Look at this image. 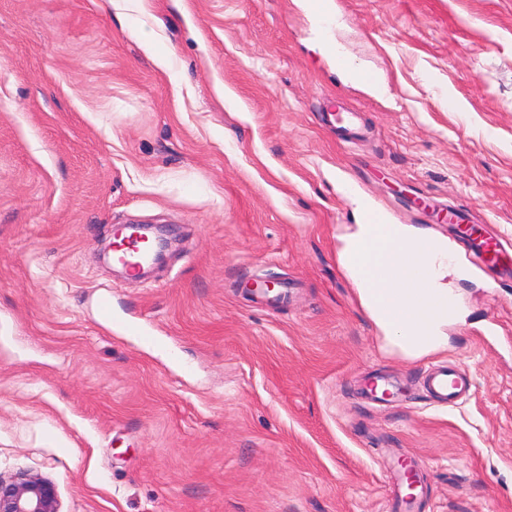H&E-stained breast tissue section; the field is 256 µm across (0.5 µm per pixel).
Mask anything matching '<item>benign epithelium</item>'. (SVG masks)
Returning a JSON list of instances; mask_svg holds the SVG:
<instances>
[{"label": "benign epithelium", "instance_id": "7a95c632", "mask_svg": "<svg viewBox=\"0 0 512 512\" xmlns=\"http://www.w3.org/2000/svg\"><path fill=\"white\" fill-rule=\"evenodd\" d=\"M0 512H59L56 487L51 480L27 471L0 475Z\"/></svg>", "mask_w": 512, "mask_h": 512}]
</instances>
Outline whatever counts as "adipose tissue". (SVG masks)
Instances as JSON below:
<instances>
[{"label": "adipose tissue", "instance_id": "ef3b65f1", "mask_svg": "<svg viewBox=\"0 0 512 512\" xmlns=\"http://www.w3.org/2000/svg\"><path fill=\"white\" fill-rule=\"evenodd\" d=\"M448 241L403 224H359L340 262L367 316L395 354L420 359L448 346L451 306Z\"/></svg>", "mask_w": 512, "mask_h": 512}]
</instances>
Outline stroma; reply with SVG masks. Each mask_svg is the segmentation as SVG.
Listing matches in <instances>:
<instances>
[{
  "mask_svg": "<svg viewBox=\"0 0 512 512\" xmlns=\"http://www.w3.org/2000/svg\"><path fill=\"white\" fill-rule=\"evenodd\" d=\"M98 2L0 0V474L60 512H387L405 458L415 512H512V0H322L328 39L295 0ZM359 196L447 238V350L384 349L338 259ZM128 223L172 230L151 280L102 260ZM440 362L472 377L458 405L423 387ZM469 247L478 258L479 263L496 264L498 262L488 261V257L490 255L499 254L498 242L493 236L486 233H480L478 237L470 239Z\"/></svg>",
  "mask_w": 512,
  "mask_h": 512,
  "instance_id": "35a3bbf8",
  "label": "stroma"
}]
</instances>
